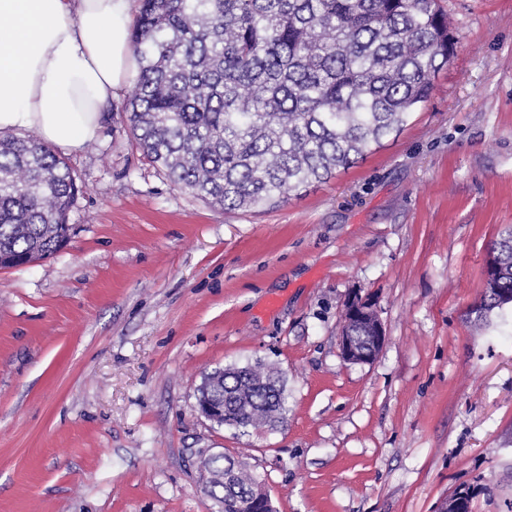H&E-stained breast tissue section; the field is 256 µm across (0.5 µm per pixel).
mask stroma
Returning <instances> with one entry per match:
<instances>
[{"instance_id":"35a3bbf8","label":"stroma","mask_w":512,"mask_h":512,"mask_svg":"<svg viewBox=\"0 0 512 512\" xmlns=\"http://www.w3.org/2000/svg\"><path fill=\"white\" fill-rule=\"evenodd\" d=\"M457 40L425 107L277 207L174 186L125 131L121 91L65 160L66 245L0 268V512H217L201 456L238 457L277 512H512V308L468 319L512 226V0H441ZM371 298L377 359L345 362ZM283 374L282 427H219L205 372ZM344 327L346 331L341 333L339 346L342 358L351 364H369L376 360L386 341L385 330L377 317L374 305L369 299L354 294L348 298L344 305ZM373 319L375 323V336H369L370 325L363 330H357L355 336H368L369 343L364 347L355 342V336H350L349 327Z\"/></svg>"}]
</instances>
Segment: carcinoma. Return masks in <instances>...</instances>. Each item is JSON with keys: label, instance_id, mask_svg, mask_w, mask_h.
I'll return each mask as SVG.
<instances>
[{"label": "carcinoma", "instance_id": "carcinoma-1", "mask_svg": "<svg viewBox=\"0 0 512 512\" xmlns=\"http://www.w3.org/2000/svg\"><path fill=\"white\" fill-rule=\"evenodd\" d=\"M139 76L122 111L143 158L176 186L226 210L270 208L398 135L431 97L456 40L439 0H141L132 33ZM79 189L35 134L0 136V259L16 265L67 241ZM469 314L512 306V228ZM261 363L214 369L198 392L258 428L284 421L283 387L227 395ZM224 497L259 480L234 457Z\"/></svg>", "mask_w": 512, "mask_h": 512}]
</instances>
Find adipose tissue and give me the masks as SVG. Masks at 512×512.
I'll list each match as a JSON object with an SVG mask.
<instances>
[{
	"label": "adipose tissue",
	"instance_id": "obj_1",
	"mask_svg": "<svg viewBox=\"0 0 512 512\" xmlns=\"http://www.w3.org/2000/svg\"><path fill=\"white\" fill-rule=\"evenodd\" d=\"M135 0H0V132L64 153L97 139L135 72Z\"/></svg>",
	"mask_w": 512,
	"mask_h": 512
}]
</instances>
